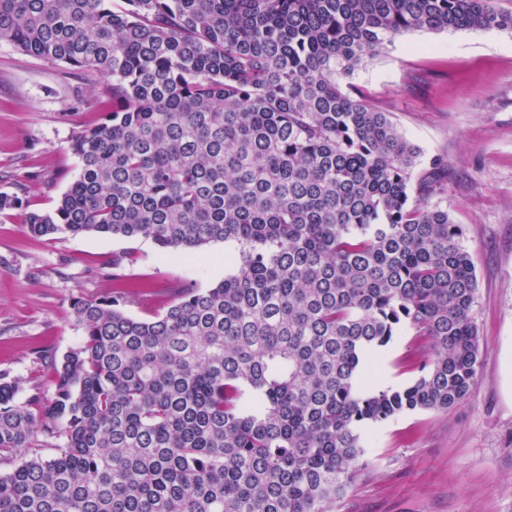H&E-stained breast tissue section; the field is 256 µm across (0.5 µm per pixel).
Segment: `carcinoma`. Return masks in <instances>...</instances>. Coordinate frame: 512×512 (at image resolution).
Returning <instances> with one entry per match:
<instances>
[{
    "label": "carcinoma",
    "instance_id": "carcinoma-1",
    "mask_svg": "<svg viewBox=\"0 0 512 512\" xmlns=\"http://www.w3.org/2000/svg\"><path fill=\"white\" fill-rule=\"evenodd\" d=\"M491 29L498 0H0V41L112 77L28 232L235 246L150 320L76 299L52 389L0 378V512H330L365 428L464 402L477 281L448 161L414 173L347 79L403 33ZM405 328L427 371L373 384Z\"/></svg>",
    "mask_w": 512,
    "mask_h": 512
}]
</instances>
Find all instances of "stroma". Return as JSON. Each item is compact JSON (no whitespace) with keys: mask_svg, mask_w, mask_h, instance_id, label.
Returning <instances> with one entry per match:
<instances>
[{"mask_svg":"<svg viewBox=\"0 0 512 512\" xmlns=\"http://www.w3.org/2000/svg\"><path fill=\"white\" fill-rule=\"evenodd\" d=\"M111 83L0 42V193L23 202L0 212V376L19 381L21 402L52 385L40 352L82 341L73 298L114 297L150 319L176 286L207 288L231 271L224 243L165 257L147 239L24 228L25 212L52 210L77 173L71 142L99 122ZM352 83L419 148L418 169L448 160L444 202L475 265L481 367L462 404L373 426L333 512H512V30L410 32ZM116 256L118 281L102 274ZM419 346L409 331L394 336L377 383L414 379Z\"/></svg>","mask_w":512,"mask_h":512,"instance_id":"stroma-1","label":"stroma"}]
</instances>
